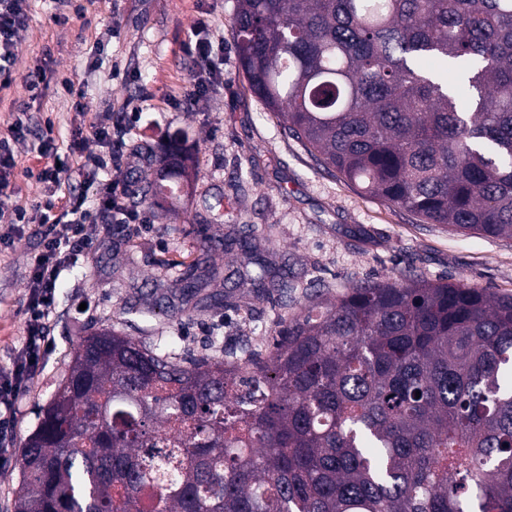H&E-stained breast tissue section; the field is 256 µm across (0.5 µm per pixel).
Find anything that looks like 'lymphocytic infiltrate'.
Segmentation results:
<instances>
[{
    "instance_id": "f902f5d3",
    "label": "lymphocytic infiltrate",
    "mask_w": 512,
    "mask_h": 512,
    "mask_svg": "<svg viewBox=\"0 0 512 512\" xmlns=\"http://www.w3.org/2000/svg\"><path fill=\"white\" fill-rule=\"evenodd\" d=\"M31 0H0V90L23 78L30 92L43 91L44 77L37 68L21 69L17 45L30 20ZM212 22L200 16L192 27L195 67L190 74L187 99L191 106H203L210 92L224 83V45L213 41ZM38 132L39 144L27 176L36 178L44 192L36 203L23 201L15 192L17 154L15 147L31 132ZM98 149H87L88 138ZM122 159L112 137L111 124L95 122L90 133L75 129L65 149H58L52 127L38 129L27 108L13 114L6 133L0 134V224L16 229L39 220L41 244L31 254L26 281L25 342L15 350L9 368L0 370V466L11 463L16 437L15 408L20 393L37 376L49 348V317L62 275L75 252L92 243L95 236L112 224H137L138 212L126 204V187L115 178ZM76 170L77 188L65 186L63 175Z\"/></svg>"
}]
</instances>
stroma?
I'll return each instance as SVG.
<instances>
[{
    "instance_id": "stroma-1",
    "label": "stroma",
    "mask_w": 512,
    "mask_h": 512,
    "mask_svg": "<svg viewBox=\"0 0 512 512\" xmlns=\"http://www.w3.org/2000/svg\"><path fill=\"white\" fill-rule=\"evenodd\" d=\"M201 8L224 39V84L207 110L196 112L184 94L194 67L187 41ZM235 9L236 0H96L84 16L60 23L49 0H35L20 57L52 79L74 80L86 122L108 112L122 123L129 176L175 172L184 192L140 207V233L113 225L74 257L56 292L51 350L18 403L17 443L36 429L37 408L53 395L80 338L97 328L184 356L211 353L216 338L265 354L282 319L366 280L415 275L512 295L511 239L417 222L317 164L250 90L237 56ZM20 105L51 117L67 145L76 118L70 98L49 92L34 100L16 80L0 92V129ZM230 225L287 276V293L273 289L244 304L250 290L233 255L222 253L214 260L223 278L196 303L181 305L156 289L157 279L189 272L202 237ZM38 230L26 226L13 248L0 252V369L23 342L27 257L40 243Z\"/></svg>"
}]
</instances>
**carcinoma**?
<instances>
[{"instance_id": "1", "label": "carcinoma", "mask_w": 512, "mask_h": 512, "mask_svg": "<svg viewBox=\"0 0 512 512\" xmlns=\"http://www.w3.org/2000/svg\"><path fill=\"white\" fill-rule=\"evenodd\" d=\"M250 89L320 166L425 224L512 239V0H237ZM459 73L448 84L427 62ZM177 181L136 180L135 204ZM243 239L159 282L190 302ZM14 512H512V296L361 282L268 355L82 337L19 458Z\"/></svg>"}]
</instances>
